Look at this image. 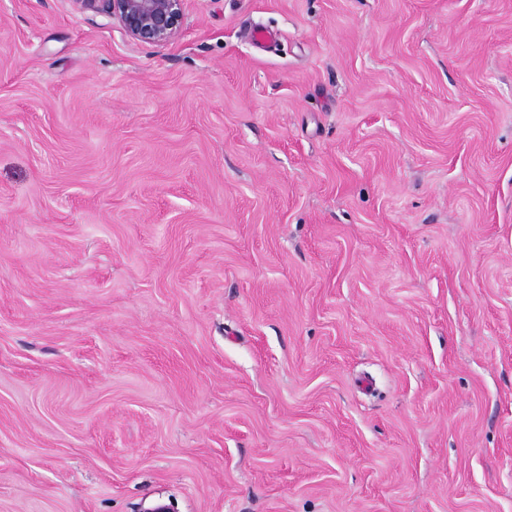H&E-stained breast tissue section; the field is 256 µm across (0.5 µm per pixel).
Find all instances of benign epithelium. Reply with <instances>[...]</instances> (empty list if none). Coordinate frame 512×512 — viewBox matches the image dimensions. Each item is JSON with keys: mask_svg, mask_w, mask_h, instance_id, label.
<instances>
[{"mask_svg": "<svg viewBox=\"0 0 512 512\" xmlns=\"http://www.w3.org/2000/svg\"><path fill=\"white\" fill-rule=\"evenodd\" d=\"M83 9L101 11L131 40L164 44L178 35L185 0H75Z\"/></svg>", "mask_w": 512, "mask_h": 512, "instance_id": "1", "label": "benign epithelium"}]
</instances>
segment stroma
<instances>
[{
    "label": "stroma",
    "instance_id": "stroma-1",
    "mask_svg": "<svg viewBox=\"0 0 512 512\" xmlns=\"http://www.w3.org/2000/svg\"><path fill=\"white\" fill-rule=\"evenodd\" d=\"M159 499L512 512V0H0V512ZM83 9L101 11L131 40L164 44L178 35L185 0H75Z\"/></svg>",
    "mask_w": 512,
    "mask_h": 512
}]
</instances>
